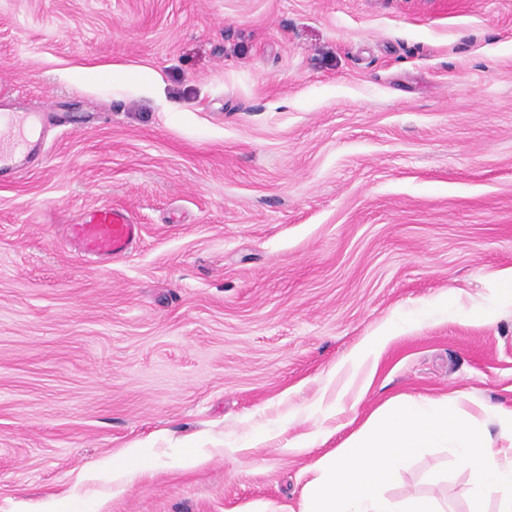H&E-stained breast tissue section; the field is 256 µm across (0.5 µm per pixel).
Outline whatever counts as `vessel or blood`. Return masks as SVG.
<instances>
[{
	"instance_id": "b4317fda",
	"label": "vessel or blood",
	"mask_w": 512,
	"mask_h": 512,
	"mask_svg": "<svg viewBox=\"0 0 512 512\" xmlns=\"http://www.w3.org/2000/svg\"><path fill=\"white\" fill-rule=\"evenodd\" d=\"M40 118L37 112L0 113V174L19 172L23 162L37 157L32 135ZM67 230L85 255L99 260L130 254L141 236L140 224L112 206L85 211Z\"/></svg>"
}]
</instances>
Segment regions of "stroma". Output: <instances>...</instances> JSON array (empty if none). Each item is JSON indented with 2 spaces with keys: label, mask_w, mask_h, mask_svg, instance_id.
Returning a JSON list of instances; mask_svg holds the SVG:
<instances>
[{
  "label": "stroma",
  "mask_w": 512,
  "mask_h": 512,
  "mask_svg": "<svg viewBox=\"0 0 512 512\" xmlns=\"http://www.w3.org/2000/svg\"><path fill=\"white\" fill-rule=\"evenodd\" d=\"M27 110L44 152L0 177V512H296L392 398L512 407V302L464 317L512 269V0H0V112ZM105 205L143 237L89 260L66 226ZM443 295L462 316H421ZM133 445L154 468L96 474ZM453 462L388 493L468 512ZM413 320L409 318H399L382 327H380L373 336H369L364 343L349 357L350 362L355 367H360L368 362L372 364L370 375L366 378L361 391H365L373 376L377 360L385 346L395 337L394 335L406 328L412 326Z\"/></svg>",
  "instance_id": "obj_1"
}]
</instances>
